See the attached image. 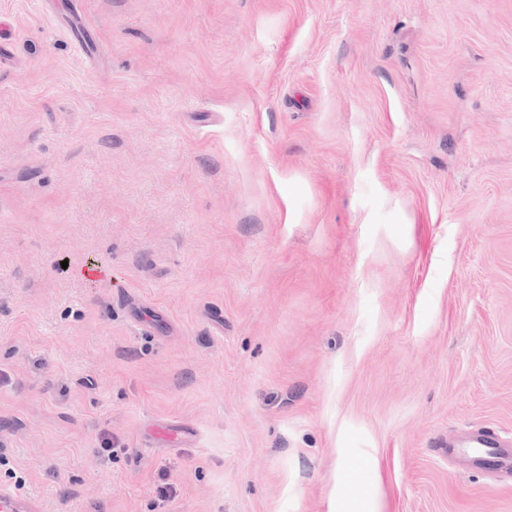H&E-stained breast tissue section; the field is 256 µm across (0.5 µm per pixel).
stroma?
<instances>
[{
  "mask_svg": "<svg viewBox=\"0 0 512 512\" xmlns=\"http://www.w3.org/2000/svg\"><path fill=\"white\" fill-rule=\"evenodd\" d=\"M2 23L0 492L512 512V473L446 448L512 436V0Z\"/></svg>",
  "mask_w": 512,
  "mask_h": 512,
  "instance_id": "1",
  "label": "stroma"
}]
</instances>
